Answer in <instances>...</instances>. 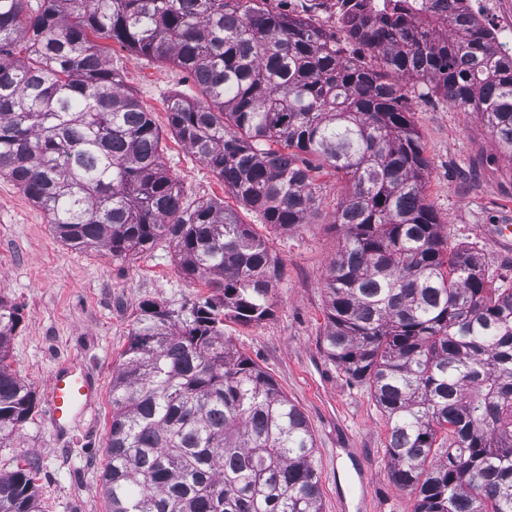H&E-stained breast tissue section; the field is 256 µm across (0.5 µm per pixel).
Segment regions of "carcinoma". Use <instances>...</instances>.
I'll list each match as a JSON object with an SVG mask.
<instances>
[{
  "label": "carcinoma",
  "instance_id": "carcinoma-1",
  "mask_svg": "<svg viewBox=\"0 0 512 512\" xmlns=\"http://www.w3.org/2000/svg\"><path fill=\"white\" fill-rule=\"evenodd\" d=\"M264 2L0 0V175L72 248L121 256L166 238L185 276L223 290L141 306L112 373L110 512L322 507L304 414L224 334L268 316L279 260L223 204L182 207L151 113L99 38L193 78L202 98L170 100V131L263 224L307 223L313 163L342 176L327 357L386 417L414 512H512V284L441 233L397 81L472 113L512 158V54L451 11L361 13L340 41ZM18 322L0 301V444L34 404L6 362ZM33 472L0 476V512H38Z\"/></svg>",
  "mask_w": 512,
  "mask_h": 512
}]
</instances>
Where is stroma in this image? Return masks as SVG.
<instances>
[{
  "label": "stroma",
  "instance_id": "1",
  "mask_svg": "<svg viewBox=\"0 0 512 512\" xmlns=\"http://www.w3.org/2000/svg\"><path fill=\"white\" fill-rule=\"evenodd\" d=\"M124 88L151 113L164 161L184 206L223 202L267 238L279 259L271 311L262 321H226L236 349L257 363L304 413L316 442L322 512H413L415 495L391 479L385 454L388 425L367 389L352 383L323 349L327 329L325 277L342 229L334 225L345 183L332 169L312 173L316 205L306 224L282 232L258 223L230 188L174 137L167 120L173 96L196 98L193 79L169 63L103 40ZM410 117L428 162L424 196L450 245L471 248L494 278L512 281V248L499 225H512V158L474 115L438 95L421 96L403 80ZM206 282L182 274L174 246L112 255L79 251L56 237L48 217L7 176L0 175V300L19 324L9 343L12 370L36 394L30 420L0 446V474L36 464L41 512H108L102 490L112 422V373L144 302L179 306L216 296ZM85 371L102 400L56 431L47 384L59 367ZM364 468L366 481L356 470Z\"/></svg>",
  "mask_w": 512,
  "mask_h": 512
}]
</instances>
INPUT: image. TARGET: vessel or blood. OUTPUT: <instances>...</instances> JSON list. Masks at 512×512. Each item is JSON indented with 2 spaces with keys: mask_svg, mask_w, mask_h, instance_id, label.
I'll return each instance as SVG.
<instances>
[{
  "mask_svg": "<svg viewBox=\"0 0 512 512\" xmlns=\"http://www.w3.org/2000/svg\"><path fill=\"white\" fill-rule=\"evenodd\" d=\"M50 416L55 429L62 430L99 399V391L87 373L70 367L57 369L50 378Z\"/></svg>",
  "mask_w": 512,
  "mask_h": 512,
  "instance_id": "vessel-or-blood-1",
  "label": "vessel or blood"
}]
</instances>
